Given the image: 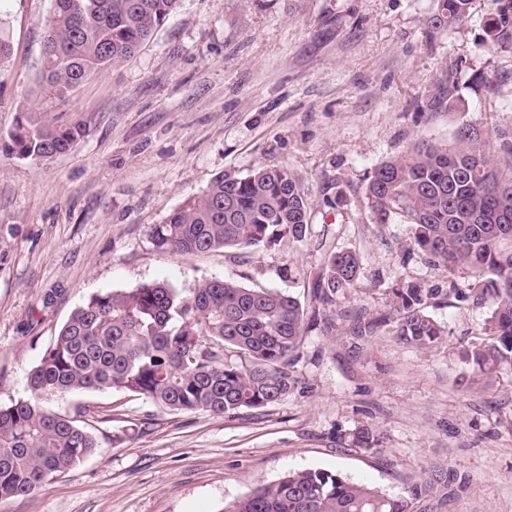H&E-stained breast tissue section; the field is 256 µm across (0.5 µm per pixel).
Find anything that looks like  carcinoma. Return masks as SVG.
I'll return each mask as SVG.
<instances>
[{"label": "carcinoma", "mask_w": 512, "mask_h": 512, "mask_svg": "<svg viewBox=\"0 0 512 512\" xmlns=\"http://www.w3.org/2000/svg\"><path fill=\"white\" fill-rule=\"evenodd\" d=\"M178 0H52L46 19L38 77V104L21 113L9 133L11 153L48 161L71 150L82 136L76 123L60 124L53 104L84 82L131 57L173 12ZM474 0H435L433 26L447 28L470 15ZM492 41L512 39V0H493ZM451 100L447 81L438 85L429 110ZM489 130L459 127L452 143H418L375 168L366 185L374 223L393 213L410 224L413 247L467 283L450 281L457 299L489 302L486 330L492 342L461 353L477 376L512 369V143L491 154ZM308 196L288 169L262 166L246 177L222 174L152 227L163 253L235 248L255 252L309 232ZM362 269L349 250L330 254L313 283L324 308L354 287ZM439 294L419 282L392 288L393 308L343 311L349 349L358 353L387 328L404 343L428 348L445 335L426 312ZM308 328L301 301L286 292L251 289L230 280H206L184 294L167 283L143 284L93 295L76 308L28 375L30 395L0 406V501L29 495L50 478L90 456L95 437L77 419L43 406L69 393L123 389L169 411L214 414L259 409L288 396L298 385L291 370ZM238 354L228 359L226 351ZM447 481L439 471L406 494L389 495L353 482L340 472L290 471L257 485L224 512H414L415 505Z\"/></svg>", "instance_id": "1"}]
</instances>
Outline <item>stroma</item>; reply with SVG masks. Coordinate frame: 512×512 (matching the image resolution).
I'll return each mask as SVG.
<instances>
[{
  "mask_svg": "<svg viewBox=\"0 0 512 512\" xmlns=\"http://www.w3.org/2000/svg\"><path fill=\"white\" fill-rule=\"evenodd\" d=\"M51 0H0L11 52L0 61V137L36 102ZM434 0H179L129 59L87 81L53 116L84 135L53 160L0 150V405L91 295L211 279L298 297L307 311L324 257L362 260L341 310H386L396 281L439 289L427 307L446 334L419 349L383 331L352 354L315 324L287 397L215 415L158 408L124 390L58 396L79 415L93 455L0 512H223L290 471H339L389 494L448 476L421 512H512V372L468 384L460 352L488 342V304L445 295L449 274L411 244L399 215L373 221L366 184L413 144L446 145L476 125L512 142V40L488 35L490 0L453 29ZM454 105L428 102L443 75ZM288 168L311 204L309 232L253 254L169 255L153 225L219 175ZM371 442H358L360 429Z\"/></svg>",
  "mask_w": 512,
  "mask_h": 512,
  "instance_id": "35a3bbf8",
  "label": "stroma"
}]
</instances>
